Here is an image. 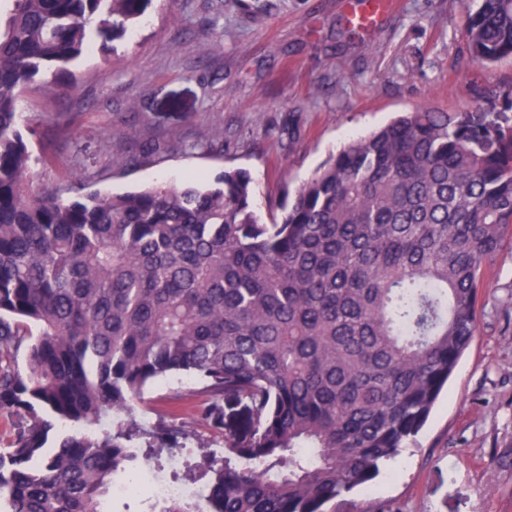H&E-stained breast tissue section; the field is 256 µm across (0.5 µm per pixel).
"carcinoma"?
<instances>
[{
  "label": "carcinoma",
  "mask_w": 512,
  "mask_h": 512,
  "mask_svg": "<svg viewBox=\"0 0 512 512\" xmlns=\"http://www.w3.org/2000/svg\"><path fill=\"white\" fill-rule=\"evenodd\" d=\"M0 10V448L6 512H101L144 459L202 512H336L428 421L477 330L487 265L512 239V88L419 107L353 138L264 220L252 178L112 195L31 193L21 93L100 44L135 0ZM470 62L512 59V0H473ZM24 356L26 369L16 366ZM201 384L224 455L172 467L193 434L139 418L145 387ZM242 404L241 427L224 404ZM122 416L112 429L110 416ZM64 432L53 448L49 433ZM148 512H197L185 499Z\"/></svg>",
  "instance_id": "obj_1"
}]
</instances>
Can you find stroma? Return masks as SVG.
<instances>
[{
	"label": "stroma",
	"mask_w": 512,
	"mask_h": 512,
	"mask_svg": "<svg viewBox=\"0 0 512 512\" xmlns=\"http://www.w3.org/2000/svg\"><path fill=\"white\" fill-rule=\"evenodd\" d=\"M466 0H392L366 35L343 34L344 0H141L111 48L76 62L74 89L31 86L20 108L34 133L28 187L121 194L214 180L243 168L268 212L336 154L420 106L450 112L512 83V60L467 62ZM73 119L66 133L57 121ZM478 328L413 445L345 512H512V248L488 267ZM190 378L155 383L145 423L173 419L206 446Z\"/></svg>",
	"instance_id": "stroma-1"
}]
</instances>
